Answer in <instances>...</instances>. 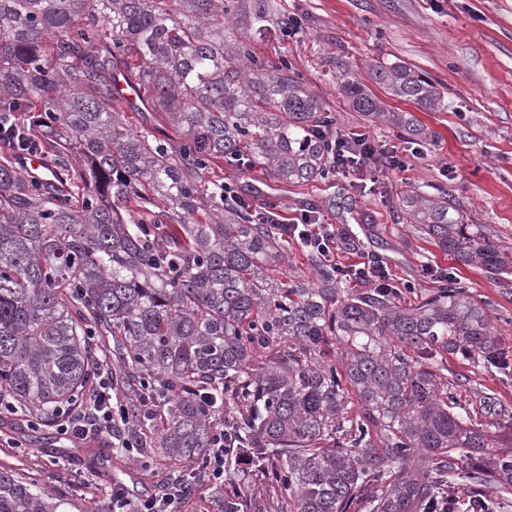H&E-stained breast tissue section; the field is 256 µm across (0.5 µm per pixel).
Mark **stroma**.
<instances>
[{
  "label": "stroma",
  "mask_w": 512,
  "mask_h": 512,
  "mask_svg": "<svg viewBox=\"0 0 512 512\" xmlns=\"http://www.w3.org/2000/svg\"><path fill=\"white\" fill-rule=\"evenodd\" d=\"M279 13L306 18L292 37L271 29L255 39L257 57L269 63L287 59L345 130L369 134L388 146H402L396 129L364 123L342 92L345 80L369 82L374 61H405L432 77L443 96L439 109L424 111L404 100H391L394 111L410 112L426 129V154L403 172L381 175L362 188L342 175L304 184L265 182L255 171L224 169L226 184L252 186L254 204L270 202L284 215L297 217L318 207L319 219L336 224L326 204L340 189L354 194L377 224L375 239L363 236L356 221L348 226L361 236L359 260L383 264L401 303L438 287V274L453 271L460 287L488 304L499 336L503 364H472L446 355L450 374L464 384L460 399L478 406L494 395L512 415V275L492 278L482 270L458 264L399 223L396 210L402 191L453 195L467 221L482 225L501 244L512 248V0H273ZM141 452L129 455L104 440H75L58 427L31 425L23 411L0 413V467L16 471L34 492L63 502L64 512H94L109 504L112 489L92 480L85 466L101 460L119 463L118 480L129 500L143 499L175 482L181 468L157 448L153 428L140 431ZM244 502L245 512H264L269 492L263 475L240 464L225 470L220 483L199 476L180 505L181 512H224L225 495Z\"/></svg>",
  "instance_id": "obj_1"
}]
</instances>
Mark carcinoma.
Listing matches in <instances>:
<instances>
[{"mask_svg": "<svg viewBox=\"0 0 512 512\" xmlns=\"http://www.w3.org/2000/svg\"><path fill=\"white\" fill-rule=\"evenodd\" d=\"M167 2L0 0V403L53 425L98 376L92 340L110 337L131 427L149 401L163 455L200 464L227 413L239 451L271 477L275 512H349L356 500L436 512L457 481L483 496L512 487L496 423L474 419L439 360L497 362L486 306L450 282L408 305L382 288L354 293L313 251L312 278H281L288 241L224 198L226 165L274 183L332 173L318 132L336 118L288 62L249 44L273 5ZM230 24L245 38H228ZM370 79L426 111L442 101L404 62L377 61ZM343 92L365 122L425 135L363 83ZM142 107L178 142L133 128L126 112ZM357 203L328 200L347 247ZM397 219L461 265L512 273V249L465 223L448 193L406 192ZM58 508L0 469V512Z\"/></svg>", "mask_w": 512, "mask_h": 512, "instance_id": "obj_1", "label": "carcinoma"}]
</instances>
